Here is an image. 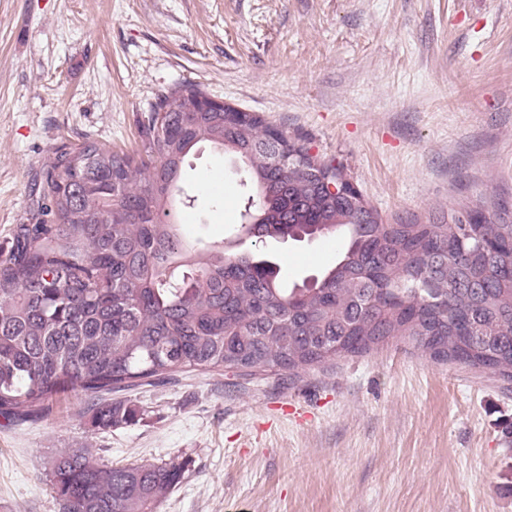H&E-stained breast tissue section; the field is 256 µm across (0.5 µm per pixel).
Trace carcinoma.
I'll return each mask as SVG.
<instances>
[{"instance_id": "cac0c4a2", "label": "carcinoma", "mask_w": 512, "mask_h": 512, "mask_svg": "<svg viewBox=\"0 0 512 512\" xmlns=\"http://www.w3.org/2000/svg\"><path fill=\"white\" fill-rule=\"evenodd\" d=\"M203 95L183 85L161 96L135 154L89 140L52 149L31 222L0 250V416L47 415L66 391L91 397L177 370L295 374L395 339L512 382L511 221L470 211L388 223L349 199L344 166L283 131L269 140L256 112L201 107ZM203 143L236 158L254 189L237 235L336 233V264L290 286L257 247L191 250L172 206ZM137 416L115 400L93 421ZM182 479L174 462L107 467L79 448L50 468L62 512H156Z\"/></svg>"}]
</instances>
